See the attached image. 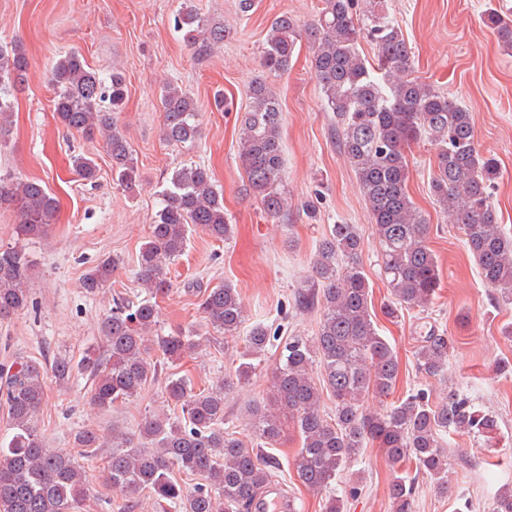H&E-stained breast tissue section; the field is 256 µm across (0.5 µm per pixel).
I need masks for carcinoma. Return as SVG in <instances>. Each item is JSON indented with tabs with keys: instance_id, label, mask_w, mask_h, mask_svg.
Returning <instances> with one entry per match:
<instances>
[{
	"instance_id": "1",
	"label": "carcinoma",
	"mask_w": 512,
	"mask_h": 512,
	"mask_svg": "<svg viewBox=\"0 0 512 512\" xmlns=\"http://www.w3.org/2000/svg\"><path fill=\"white\" fill-rule=\"evenodd\" d=\"M315 18L301 28L281 15L273 20L262 55L271 73L288 70L297 43L312 49V74L334 121L336 142L361 186L376 225L380 270L392 300L385 314L396 317L403 308L425 309L440 288L435 255L426 244L429 224L415 207L407 184V151L420 141L435 150L430 190L436 205L462 231L486 287L497 301L512 304V237L497 224L490 190L500 177L493 157L478 148L471 113L432 85L410 77L412 48L385 11V0H364L360 13L355 0H319ZM486 23L499 45L512 53V15L490 8ZM174 28L198 56L212 54L224 43L226 29L211 25L185 6ZM367 39L375 59L361 56L358 45ZM29 57L15 42L0 43V148L7 144L15 93L24 85ZM55 91L54 112L61 127L106 141L112 181L126 192L139 188L141 174L129 143L118 126L126 84L118 71L104 77L90 68L76 50L60 56L48 71ZM250 106L241 123L238 159L246 191L273 218L288 214L283 181L282 112L270 84L259 79L247 89ZM163 135L174 145L192 144L200 136L199 105L190 90L165 84L159 96ZM83 181L97 179L96 161L85 155L73 159ZM20 215L17 243L0 246V320L27 307V283L32 261L23 242L45 234L56 213V198L39 180L0 174V207ZM200 230L225 241L233 233L224 212L223 194L203 165L173 171L162 192L160 209L150 225L148 240L137 256L135 278L145 297L138 302L118 299L102 322L103 345L88 346L79 361L65 354L53 357L50 369L33 360L0 366V401L7 409L6 437L0 439V512H75L86 492V477L77 457L43 445L35 417L49 383L69 385L78 374L92 380L91 401L100 412L112 410L137 396L158 373L161 362H175L201 346L194 330L157 335L158 295L169 288L168 264L185 250L191 232ZM363 242L353 224H331L312 260L313 276L298 289L302 308L320 311L313 336H290L272 371L268 403L248 408L252 435L261 447L282 439L291 423L301 438L294 466L310 491L326 493L322 512H342L343 500L328 493L349 462L367 445L381 448L393 465L413 466L441 489H448V453L441 434H497L495 415L456 390L433 406L418 390L381 412L364 408L371 395H388L396 385L399 360L392 345L379 335L373 320L369 281L360 259ZM107 257L88 271L82 286L89 295L102 290L119 267ZM200 308L213 328L234 336L246 317L238 292L229 283L204 290ZM271 344L270 329L253 324L244 336V351L235 370L241 382L256 373ZM450 341L430 330L415 352L417 369L429 376L443 372ZM319 368L335 401V414L320 409L321 393L313 377ZM164 391L180 413H150L132 436L112 428L106 437L91 426L77 428L73 447L87 455L110 448L107 482L132 499L149 491L157 503L176 512H251L273 481L278 462L248 447L224 430V385L195 390L185 376H168ZM202 476L205 483L183 487L174 471ZM393 512H411L413 484L396 475L389 483ZM490 512H512V488L495 494Z\"/></svg>"
}]
</instances>
